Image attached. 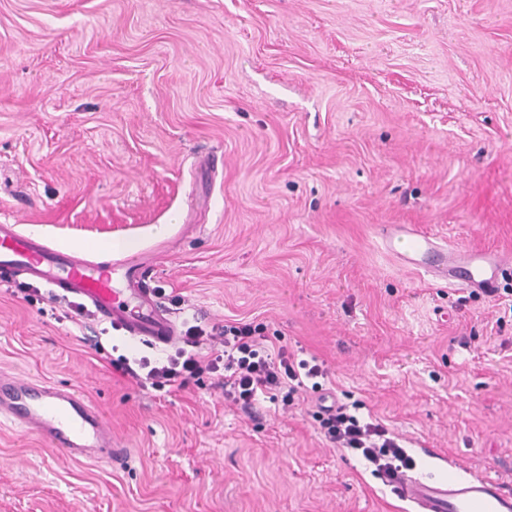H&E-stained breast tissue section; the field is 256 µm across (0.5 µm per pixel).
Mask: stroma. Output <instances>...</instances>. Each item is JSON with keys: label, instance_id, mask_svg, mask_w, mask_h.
Listing matches in <instances>:
<instances>
[{"label": "stroma", "instance_id": "35a3bbf8", "mask_svg": "<svg viewBox=\"0 0 512 512\" xmlns=\"http://www.w3.org/2000/svg\"><path fill=\"white\" fill-rule=\"evenodd\" d=\"M0 222L151 255L181 328L260 324L416 475L512 484V313L378 235L512 258V0H0ZM22 286L0 371L77 388L115 453L0 422V512H413L311 401L230 408L207 374L156 396L111 362L167 349Z\"/></svg>", "mask_w": 512, "mask_h": 512}]
</instances>
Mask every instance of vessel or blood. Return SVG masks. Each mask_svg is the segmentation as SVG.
Here are the masks:
<instances>
[{"label": "vessel or blood", "mask_w": 512, "mask_h": 512, "mask_svg": "<svg viewBox=\"0 0 512 512\" xmlns=\"http://www.w3.org/2000/svg\"><path fill=\"white\" fill-rule=\"evenodd\" d=\"M383 244L405 265L481 293L495 286L505 266L496 251L451 249L412 226H390ZM0 267L72 294L132 338L160 346L172 344L179 336L176 321L144 286L149 267L145 258L102 265L76 252L50 250L33 237L18 234L14 225L0 224ZM0 419L50 441L71 460L112 458L111 429L76 389L0 376ZM389 483L416 512H512V489L489 477L424 479L400 470Z\"/></svg>", "instance_id": "vessel-or-blood-1"}]
</instances>
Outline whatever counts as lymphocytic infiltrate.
Listing matches in <instances>:
<instances>
[{
  "mask_svg": "<svg viewBox=\"0 0 512 512\" xmlns=\"http://www.w3.org/2000/svg\"><path fill=\"white\" fill-rule=\"evenodd\" d=\"M202 336L201 331L191 330L175 354L156 364L142 360L134 366L129 360L116 359L112 365L127 375L142 369L141 386L156 391L182 387L203 374H213L225 401L243 407L255 405L259 396L283 389L292 395L307 388L320 390V380L327 375L317 359L296 358L282 347L268 353L260 327L250 323L227 322L212 327L210 336L220 340L222 348L206 355L201 352ZM313 417L326 441L360 454L373 465L378 478L415 466L386 426L365 420L347 404L319 406Z\"/></svg>",
  "mask_w": 512,
  "mask_h": 512,
  "instance_id": "lymphocytic-infiltrate-1",
  "label": "lymphocytic infiltrate"
}]
</instances>
